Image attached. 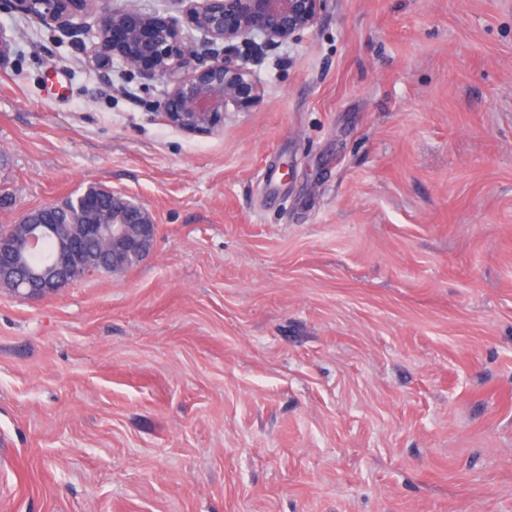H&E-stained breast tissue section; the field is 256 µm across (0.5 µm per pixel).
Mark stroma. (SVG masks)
<instances>
[{"label":"stroma","mask_w":512,"mask_h":512,"mask_svg":"<svg viewBox=\"0 0 512 512\" xmlns=\"http://www.w3.org/2000/svg\"><path fill=\"white\" fill-rule=\"evenodd\" d=\"M1 30L0 225L96 186L158 238L0 288V512H512V0H329L209 135Z\"/></svg>","instance_id":"stroma-1"}]
</instances>
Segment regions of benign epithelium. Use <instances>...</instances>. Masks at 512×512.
<instances>
[{
	"label": "benign epithelium",
	"instance_id": "obj_1",
	"mask_svg": "<svg viewBox=\"0 0 512 512\" xmlns=\"http://www.w3.org/2000/svg\"><path fill=\"white\" fill-rule=\"evenodd\" d=\"M99 0H0L10 11L70 32ZM185 24L133 9L103 14L95 33L97 58L134 68L147 79L163 77L169 91L161 104L166 122L194 134L224 126L228 112H245L259 100L250 57L280 48L311 29L326 0H181ZM112 220L99 224H37L25 213L0 234V288L18 296L43 297L104 270L99 242L114 274L148 256L158 237L149 213L106 191ZM56 247L50 263L34 265L31 251L43 234Z\"/></svg>",
	"mask_w": 512,
	"mask_h": 512
}]
</instances>
